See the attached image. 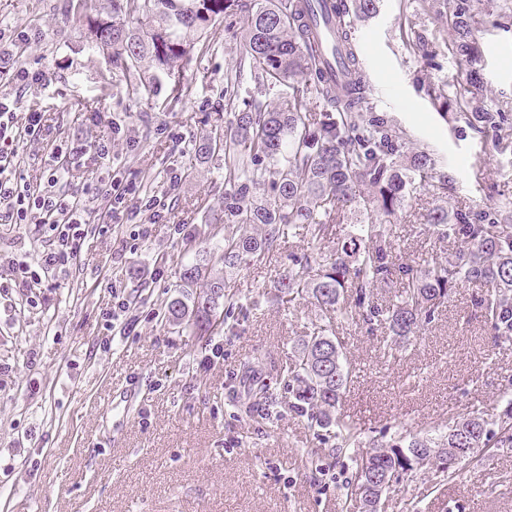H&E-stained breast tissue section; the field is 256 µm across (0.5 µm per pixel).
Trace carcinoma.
<instances>
[{
    "label": "carcinoma",
    "mask_w": 512,
    "mask_h": 512,
    "mask_svg": "<svg viewBox=\"0 0 512 512\" xmlns=\"http://www.w3.org/2000/svg\"><path fill=\"white\" fill-rule=\"evenodd\" d=\"M312 5L313 0H65L66 11L84 20L91 48L110 68L136 75L129 94L150 99L160 77L171 81L165 108L180 100L182 73L210 50V27L221 20L233 29L243 12L239 69L260 86L302 83L287 104L269 108L255 99L240 100L236 82L226 80L224 111L232 119L224 133L202 144L207 154L224 153V250L215 261L182 269L185 287L202 280L206 287L190 305L171 299L163 319L206 348L224 333L220 308L235 305L224 291L223 270L242 269L279 250L302 229L310 240L332 239L335 247L292 258L276 285L281 298L307 296L340 322L384 326L395 341L386 346L391 353L396 342L424 330L466 283L481 289L476 305L493 336L511 338L512 223L498 208L451 212L437 204L424 214V223L438 238L453 239L459 251L427 267L400 260L391 221L417 189L435 182L450 189L452 178L436 170L431 153L406 145L387 121L364 117L373 106L347 17L375 14L378 0L332 3L329 27L341 40L349 75L342 86L326 67ZM423 5L433 14L435 30L429 38L415 35L414 46L431 54L451 31L452 51L475 63L474 0H423ZM461 97L474 121L497 123L479 81H470ZM398 280L402 288L394 300L376 303L374 289ZM352 374L340 343L324 328L303 342L292 366L270 375L288 388L290 407L313 434L333 430L332 455L352 462L346 484L352 501L375 473L387 472L395 482L415 473L419 448L455 452L459 462L435 472L445 481L477 461L478 453L512 447V382L500 393L504 407L494 416H452L448 425L431 426L423 437L401 432L385 444L374 440L365 446L357 424L336 415ZM252 398L248 413L269 402L265 379L253 381Z\"/></svg>",
    "instance_id": "obj_1"
}]
</instances>
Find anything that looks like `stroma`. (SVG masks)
<instances>
[{
  "label": "stroma",
  "mask_w": 512,
  "mask_h": 512,
  "mask_svg": "<svg viewBox=\"0 0 512 512\" xmlns=\"http://www.w3.org/2000/svg\"><path fill=\"white\" fill-rule=\"evenodd\" d=\"M0 27L39 31L22 59L48 80L28 91L0 80V96L22 95L44 113L36 138L14 147L13 172L31 186L46 180L57 140H94L109 122L124 132L110 168L148 192L166 191V176L183 181L148 237L139 225H109L102 201L90 200L88 233L77 261L43 274L39 285L15 287L10 264L36 265L47 240L31 224L0 222V512H358L345 496L350 461L328 457L276 388L266 418L247 417L244 367L284 368L315 329L332 325L354 376L340 411L364 439L380 432H419L452 415L499 412L512 379V341H493L477 313L479 289L460 285L423 335L385 355L389 339L345 323L301 298L279 300L274 288L307 238L228 274L227 292L243 299L234 334L208 349L162 319L167 301L184 297V265L224 244V157L202 153L207 135L224 128V84L236 72L240 38L216 23L210 52L185 71L181 100L129 96L128 73L108 69L63 0H0ZM421 0H380L372 17L354 23L373 106L406 142L427 148L451 190L431 187L392 225L403 261L447 256L422 215L443 204H512V0H478L475 66L461 64L450 43L427 59L403 41L405 31L430 33ZM486 89L500 123H474L459 104L471 77ZM443 88L447 111L428 85ZM138 148L127 151V140ZM512 512V448H495L454 479L404 477L377 512Z\"/></svg>",
  "instance_id": "stroma-1"
}]
</instances>
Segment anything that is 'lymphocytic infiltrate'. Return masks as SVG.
<instances>
[{"label":"lymphocytic infiltrate","mask_w":512,"mask_h":512,"mask_svg":"<svg viewBox=\"0 0 512 512\" xmlns=\"http://www.w3.org/2000/svg\"><path fill=\"white\" fill-rule=\"evenodd\" d=\"M32 34L20 31L10 35L0 31V77L32 88L47 78L45 71L33 69L21 59L22 46L31 44ZM20 100H0V220L8 224H33L49 234V246L38 261V270H56L77 260L85 240L88 222L83 197L103 199L110 222L140 219L141 223H157L167 210L166 196L142 194L136 184L117 175H95L87 178L80 193H69L57 187V174H50L46 186L34 188L17 181L12 175L13 144L21 135L43 130V113L30 112L24 126L14 117Z\"/></svg>","instance_id":"obj_1"}]
</instances>
